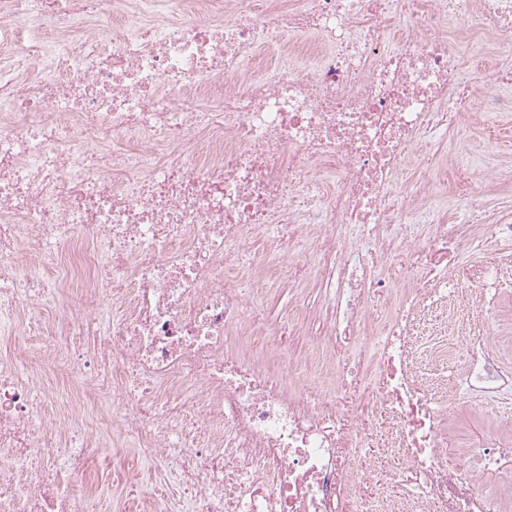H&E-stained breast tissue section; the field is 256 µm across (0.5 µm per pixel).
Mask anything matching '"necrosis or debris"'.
I'll use <instances>...</instances> for the list:
<instances>
[{
    "instance_id": "necrosis-or-debris-1",
    "label": "necrosis or debris",
    "mask_w": 512,
    "mask_h": 512,
    "mask_svg": "<svg viewBox=\"0 0 512 512\" xmlns=\"http://www.w3.org/2000/svg\"><path fill=\"white\" fill-rule=\"evenodd\" d=\"M97 23L115 29L101 44ZM303 36L324 47L308 75ZM272 42L273 74L243 75ZM511 44L512 0H0V512H87L62 478L112 456L89 397L45 418L38 380L61 356L163 479L146 512H512V419L447 458L450 415L512 392L502 329L462 315L469 393L449 404L418 376L446 351L417 354L410 319L453 305L470 240L434 192L480 100L465 63ZM418 163L428 178L402 180ZM423 224L418 245L399 233ZM270 261L333 303L324 386L278 339L301 323L239 286L270 289ZM390 479L402 495L368 505Z\"/></svg>"
}]
</instances>
